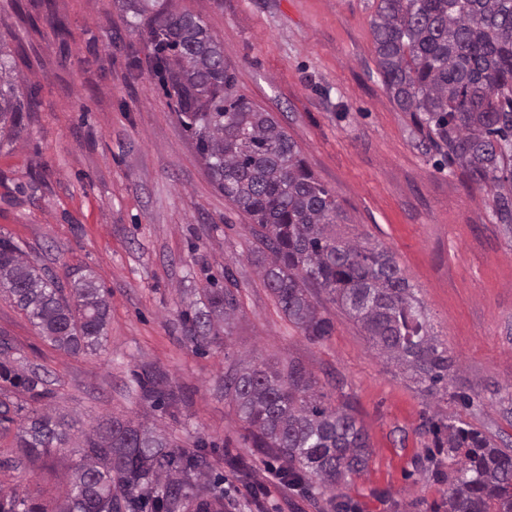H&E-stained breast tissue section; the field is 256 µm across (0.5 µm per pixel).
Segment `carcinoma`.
<instances>
[{
  "mask_svg": "<svg viewBox=\"0 0 512 512\" xmlns=\"http://www.w3.org/2000/svg\"><path fill=\"white\" fill-rule=\"evenodd\" d=\"M140 36L154 44L156 70L178 117L196 142L211 182L254 221L264 258L260 274L282 311L311 336L326 332L309 288L316 286L367 333L378 351L424 385L447 390L448 351L427 330L421 306L393 256L336 235L342 212L309 170L295 142L267 112L230 92L220 43L190 12L160 0H128ZM373 35L377 70L391 100L427 128L468 178L498 188L497 217L512 232V0H378ZM15 61L0 51V125L20 124ZM0 291L8 293L41 336L70 352L102 345L107 302L95 277L65 285L0 238ZM207 304L185 317L188 339L210 333L238 308L229 288H211ZM0 379L41 398L46 380L0 362ZM140 399L177 409L181 392L155 372L139 377ZM240 418L256 448L288 463V481L332 492L367 464V436L348 412L321 405L313 381L296 364L287 374L257 365L229 377ZM70 426L31 411L19 428L20 455H48ZM437 454L454 465L448 512H512V450L481 433L428 420ZM208 474L206 456L189 452L143 422L117 417L87 434L59 512H183ZM0 512H44L13 493Z\"/></svg>",
  "mask_w": 512,
  "mask_h": 512,
  "instance_id": "obj_1",
  "label": "carcinoma"
}]
</instances>
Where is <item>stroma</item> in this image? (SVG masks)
<instances>
[{
	"instance_id": "stroma-1",
	"label": "stroma",
	"mask_w": 512,
	"mask_h": 512,
	"mask_svg": "<svg viewBox=\"0 0 512 512\" xmlns=\"http://www.w3.org/2000/svg\"><path fill=\"white\" fill-rule=\"evenodd\" d=\"M376 5L173 0L221 44L234 94L270 112L331 191L344 217L337 232L393 255L453 361L444 396L422 392L319 289L310 297L325 335L288 320L259 274L251 218L208 178L125 0H0V46L16 60L22 109L15 134L0 136V238L60 281L93 274L108 302L102 346L73 354L0 293L8 357L44 375L48 389L37 400L0 381L15 410L0 427V462L17 456L31 410L73 422L66 447L16 470L0 465V491L54 507L84 433L113 417L206 453L201 490L223 495L224 512H333L337 498L355 512H448L449 484L426 462L428 418L512 446V232L497 220L495 188L469 182L388 96L376 71ZM229 278L236 315L196 348L183 315L203 307L208 284ZM245 358L281 371L297 364L326 404L350 406L370 458L335 495L283 483L252 498L273 458L254 448L224 391ZM146 371L182 392L178 410L141 400L136 377ZM238 458L248 473L231 467Z\"/></svg>"
}]
</instances>
